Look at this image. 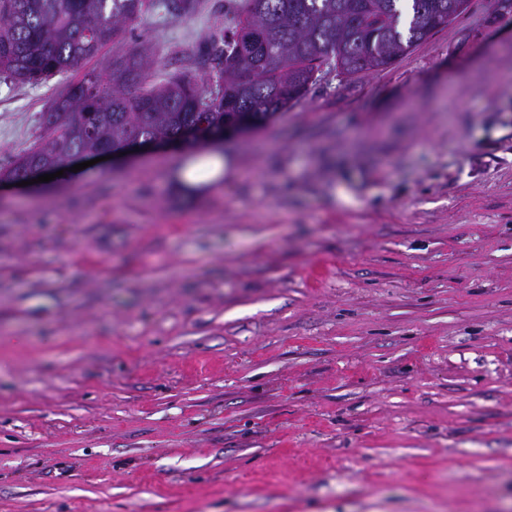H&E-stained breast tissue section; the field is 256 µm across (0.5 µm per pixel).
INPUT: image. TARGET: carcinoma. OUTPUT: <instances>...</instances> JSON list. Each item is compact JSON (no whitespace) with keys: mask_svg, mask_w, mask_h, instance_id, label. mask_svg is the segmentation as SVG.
Segmentation results:
<instances>
[{"mask_svg":"<svg viewBox=\"0 0 512 512\" xmlns=\"http://www.w3.org/2000/svg\"><path fill=\"white\" fill-rule=\"evenodd\" d=\"M224 47L206 76L182 71L145 86L136 43L112 57L108 80L66 75L132 30L150 0H0V78L65 87L42 113L44 132L0 168L23 176L84 150L193 135L204 146L240 121L260 126L298 102L324 67L351 78L384 70L464 13L470 0H229Z\"/></svg>","mask_w":512,"mask_h":512,"instance_id":"cac0c4a2","label":"carcinoma"}]
</instances>
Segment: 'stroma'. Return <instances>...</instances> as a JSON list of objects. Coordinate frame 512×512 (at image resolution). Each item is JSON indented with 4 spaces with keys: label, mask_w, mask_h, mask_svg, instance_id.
<instances>
[{
    "label": "stroma",
    "mask_w": 512,
    "mask_h": 512,
    "mask_svg": "<svg viewBox=\"0 0 512 512\" xmlns=\"http://www.w3.org/2000/svg\"><path fill=\"white\" fill-rule=\"evenodd\" d=\"M57 85L0 81V167ZM222 148L0 188V512H512V0ZM228 166V159H222L218 152H205L200 164L188 166L177 173L175 185L180 190H203L219 180Z\"/></svg>",
    "instance_id": "obj_1"
}]
</instances>
